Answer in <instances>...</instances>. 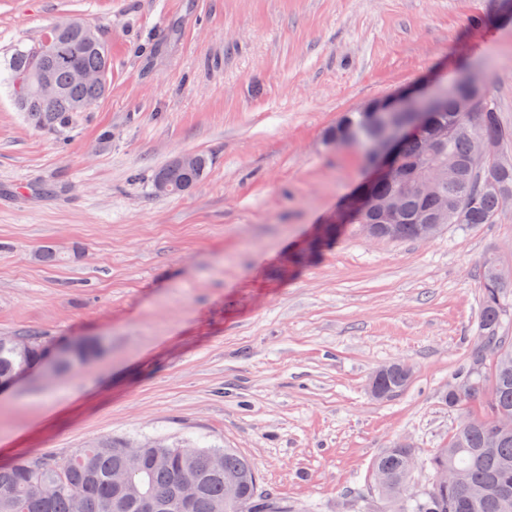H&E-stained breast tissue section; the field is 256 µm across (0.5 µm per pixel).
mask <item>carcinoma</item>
<instances>
[{"label": "carcinoma", "instance_id": "cac0c4a2", "mask_svg": "<svg viewBox=\"0 0 512 512\" xmlns=\"http://www.w3.org/2000/svg\"><path fill=\"white\" fill-rule=\"evenodd\" d=\"M73 64L105 75L111 71L112 56L103 30L96 28L88 36L51 24L40 39L21 43L11 51L0 69V82L9 87L17 111L25 114L30 125L63 134L108 91L105 80L100 84L75 82ZM43 75L61 90L49 103L37 98L38 80ZM491 110L492 121L483 133L497 141L498 155L509 159L507 163L473 158V129L467 113L459 110L454 92L448 94L445 107L429 118L422 137L405 146L402 162L413 180L420 179L429 165L427 139L443 142V157L451 159L454 167L438 184L439 201L412 189L405 192L399 238H420L415 218L436 209L447 224L494 223L501 211V195H512V155L507 150L512 130L500 123L496 104H491ZM341 123L353 130L354 141L368 140L361 112L347 113ZM197 158L194 168L170 162L156 170L153 178L162 176L175 193H185L207 173L209 158L200 154ZM488 178L495 181V187L483 188ZM511 317L512 295L484 272L478 342L487 344L492 356L483 364L474 392L443 395L450 407L465 409L476 404L479 412L467 414L448 445L424 459L418 449L404 448L398 442L382 449L371 465L372 472L386 477L385 482L374 483L380 501L398 512H501L502 494H512V431L500 435L494 448L485 443L499 418L512 417V336L502 342L503 324ZM45 346L39 336H0V380L39 365ZM70 347L69 357L59 367L61 372L86 365L100 353L93 342H75ZM419 464L433 475L450 467L465 472L479 491L475 506L460 507L464 492L448 484L438 486L430 495L406 496L405 485ZM183 478L193 482L186 511L180 486ZM231 490L250 503L252 512H290L259 492L255 465L231 448L201 449L161 439L132 441L108 436L83 445L65 459L46 452L0 468V512H143L147 499L157 503L154 512H234Z\"/></svg>", "mask_w": 512, "mask_h": 512}]
</instances>
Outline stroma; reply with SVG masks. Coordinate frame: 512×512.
<instances>
[{
    "label": "stroma",
    "mask_w": 512,
    "mask_h": 512,
    "mask_svg": "<svg viewBox=\"0 0 512 512\" xmlns=\"http://www.w3.org/2000/svg\"><path fill=\"white\" fill-rule=\"evenodd\" d=\"M69 16L105 31L109 90L62 139L0 87V336L102 352L0 392V466L108 435L190 439L249 458L298 512H381L376 454L429 453L460 423L442 393L477 341L486 264L512 294V206L428 241L332 237L371 169L324 134L462 73L512 126L503 0H0V56ZM183 153L209 157L205 178L155 194ZM395 361L408 384L375 399ZM69 357L60 365L59 372L68 371L79 365H86L100 353V347L93 342H75L70 344Z\"/></svg>",
    "instance_id": "35a3bbf8"
}]
</instances>
